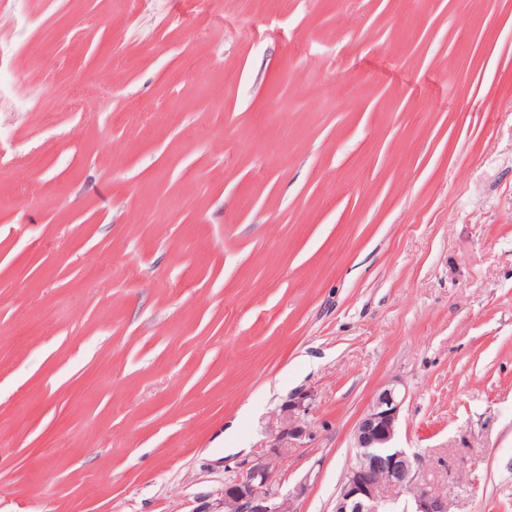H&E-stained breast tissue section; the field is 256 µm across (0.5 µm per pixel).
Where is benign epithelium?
<instances>
[{"label":"benign epithelium","mask_w":512,"mask_h":512,"mask_svg":"<svg viewBox=\"0 0 512 512\" xmlns=\"http://www.w3.org/2000/svg\"><path fill=\"white\" fill-rule=\"evenodd\" d=\"M402 399L393 387H383L359 420L354 434L355 457L337 493L332 512H448L442 496L417 480L416 458L394 446ZM303 429L288 414L273 452L288 453ZM306 491L295 487L288 496L275 487L267 461L248 463L240 477L224 485L219 512H294L293 502Z\"/></svg>","instance_id":"benign-epithelium-1"}]
</instances>
